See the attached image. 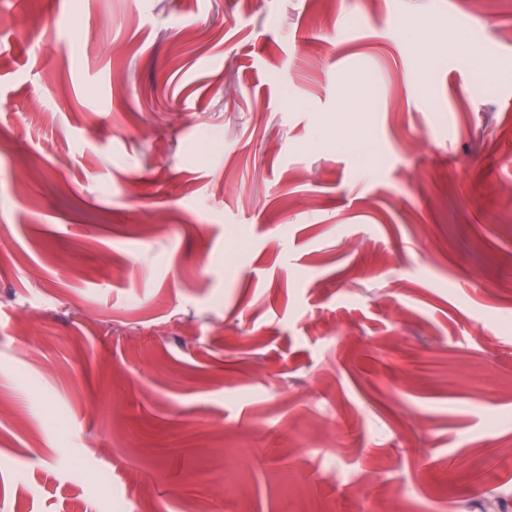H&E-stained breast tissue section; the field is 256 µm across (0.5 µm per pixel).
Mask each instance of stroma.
I'll list each match as a JSON object with an SVG mask.
<instances>
[{
	"label": "stroma",
	"instance_id": "obj_1",
	"mask_svg": "<svg viewBox=\"0 0 512 512\" xmlns=\"http://www.w3.org/2000/svg\"><path fill=\"white\" fill-rule=\"evenodd\" d=\"M482 2L0 0V512H512Z\"/></svg>",
	"mask_w": 512,
	"mask_h": 512
}]
</instances>
